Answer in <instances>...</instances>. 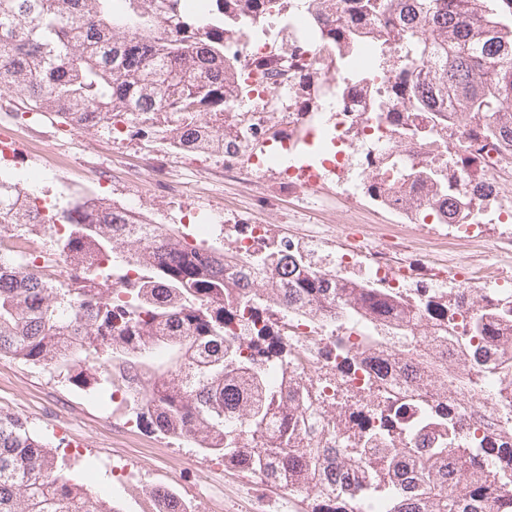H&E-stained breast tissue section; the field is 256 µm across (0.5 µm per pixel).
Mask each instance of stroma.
I'll use <instances>...</instances> for the list:
<instances>
[{
	"label": "stroma",
	"mask_w": 512,
	"mask_h": 512,
	"mask_svg": "<svg viewBox=\"0 0 512 512\" xmlns=\"http://www.w3.org/2000/svg\"><path fill=\"white\" fill-rule=\"evenodd\" d=\"M0 133L13 136L16 151L0 173L36 187L39 197L63 209L89 196L119 205H134L137 212L156 224L187 226L190 214L211 215L222 210L225 238L234 240L241 224H267L274 239L304 242L308 232L324 233L309 261L324 265L331 254L342 250V224H365L376 249L390 250L391 231L410 234L412 248L398 259L411 270L409 288L428 286L437 276L438 262H451L470 253L467 245H448L449 225L414 227L398 213L369 199L361 182H347L361 206L350 210L325 186L308 200L285 197L275 171H268L259 190L250 191L225 181L223 163L207 160L191 166L172 162L167 186L144 178L131 184L132 171H147L159 152L158 141L101 128L79 132L60 119L43 114L35 122L22 115L16 97L0 95ZM484 244L482 257L490 272L512 282V254L496 251L499 242L512 238V223L503 224L496 210H489L479 227ZM0 411L25 419L48 437L52 447L63 448L66 438L80 443V453L106 465L113 455L125 457L135 477L132 483L111 489L114 504L123 512H142L144 495L152 487L166 486L192 499L195 512H307L308 501L282 499L279 489L259 484L239 469L225 467L223 459L137 425L124 430L130 409L107 405L68 382L18 358H0Z\"/></svg>",
	"instance_id": "1"
}]
</instances>
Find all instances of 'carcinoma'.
<instances>
[{
  "label": "carcinoma",
  "mask_w": 512,
  "mask_h": 512,
  "mask_svg": "<svg viewBox=\"0 0 512 512\" xmlns=\"http://www.w3.org/2000/svg\"><path fill=\"white\" fill-rule=\"evenodd\" d=\"M289 0H0V92L25 108L54 113L82 129L124 125L185 150L245 151L233 35L248 36ZM312 52L343 76L361 109L381 108L370 89L407 114L425 112L443 145L467 135L468 161L492 145L512 157V0H305ZM330 93L328 80L292 75L289 107L302 115ZM417 167L406 155L378 154L368 197L407 218L421 206L443 219L468 212L469 198L496 200L492 185L450 168ZM66 225L52 255L0 252V357L49 370L90 395L109 397L124 377H142L131 402L137 420L160 435L190 440L224 466L260 474L311 512H512V439L464 437L448 390V337L456 315L476 310L458 340L480 373L494 380L493 411L512 424V297L473 288L398 293L363 279L336 277L305 259L299 245L272 240L254 258L264 279L236 269L220 242L192 244L174 224L143 223L104 201L52 213ZM31 236L45 229L41 209L16 182L0 178V225ZM296 311L333 329L357 328L324 348L333 370L367 371L389 336L419 342L416 357L390 353L385 367L415 380L426 400L387 391L384 367L359 387L360 401L312 393L293 365L280 319ZM241 337L252 340L243 352ZM422 412L406 421L409 409ZM323 415L312 441L306 424ZM151 512H189L170 490L148 493ZM0 512H120L67 477L64 464L30 424L0 413Z\"/></svg>",
  "instance_id": "cac0c4a2"
}]
</instances>
